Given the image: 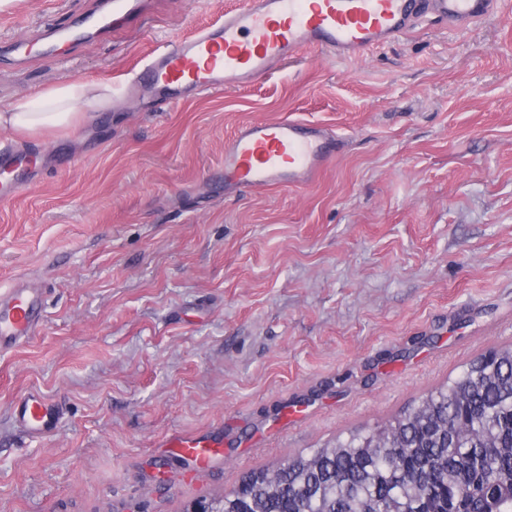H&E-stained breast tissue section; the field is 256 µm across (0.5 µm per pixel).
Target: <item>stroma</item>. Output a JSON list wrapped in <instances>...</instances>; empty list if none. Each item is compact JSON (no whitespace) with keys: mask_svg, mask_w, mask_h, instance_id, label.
Listing matches in <instances>:
<instances>
[{"mask_svg":"<svg viewBox=\"0 0 512 512\" xmlns=\"http://www.w3.org/2000/svg\"><path fill=\"white\" fill-rule=\"evenodd\" d=\"M96 0H20L0 40ZM244 0H149L136 22L0 63V105L117 83ZM335 129L303 188H224L243 124ZM46 172L0 202V290L44 288L0 355V512H183L244 475L417 405L512 344V0L462 34L426 17L353 61L309 51L177 105L125 98L23 139ZM63 406L51 437L18 395ZM176 435L223 440L202 472ZM61 419L60 404L42 392H26L14 405V421L20 431L30 438L53 435Z\"/></svg>","mask_w":512,"mask_h":512,"instance_id":"obj_1","label":"stroma"}]
</instances>
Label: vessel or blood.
Returning a JSON list of instances; mask_svg holds the SVG:
<instances>
[{
  "mask_svg": "<svg viewBox=\"0 0 512 512\" xmlns=\"http://www.w3.org/2000/svg\"><path fill=\"white\" fill-rule=\"evenodd\" d=\"M498 0H246L187 37H177L146 54L126 78L123 92L169 105L185 94L255 83L275 64L316 49L352 59L403 38L426 16L465 31L496 14ZM141 0H101L93 14L67 27L44 23L38 40L46 55L59 41L104 34L138 18ZM338 137L325 127L293 119L254 121L224 143V187L251 192L274 186L312 184L335 155ZM37 171L31 156L0 142V200L13 199ZM44 325L39 289L18 285L0 292V355L39 336ZM62 419L60 404L38 391L21 395L14 421L30 438L53 435ZM174 447L205 462L210 441L175 439Z\"/></svg>",
  "mask_w": 512,
  "mask_h": 512,
  "instance_id": "obj_1",
  "label": "vessel or blood"
}]
</instances>
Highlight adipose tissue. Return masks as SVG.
Returning <instances> with one entry per match:
<instances>
[{
  "mask_svg": "<svg viewBox=\"0 0 512 512\" xmlns=\"http://www.w3.org/2000/svg\"><path fill=\"white\" fill-rule=\"evenodd\" d=\"M93 111L111 108V86L73 81L44 94L0 108V129L31 136L61 128L78 119V106Z\"/></svg>",
  "mask_w": 512,
  "mask_h": 512,
  "instance_id": "1",
  "label": "adipose tissue"
}]
</instances>
